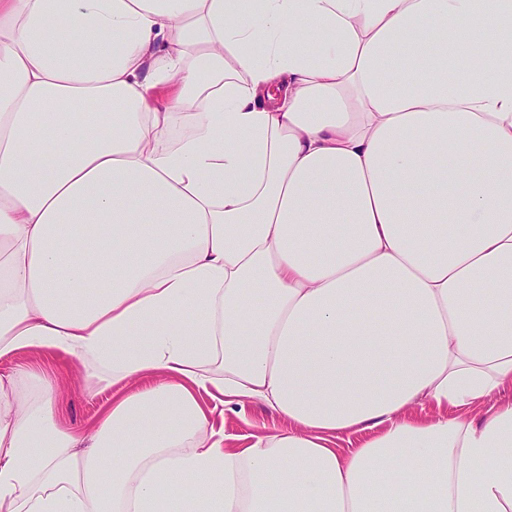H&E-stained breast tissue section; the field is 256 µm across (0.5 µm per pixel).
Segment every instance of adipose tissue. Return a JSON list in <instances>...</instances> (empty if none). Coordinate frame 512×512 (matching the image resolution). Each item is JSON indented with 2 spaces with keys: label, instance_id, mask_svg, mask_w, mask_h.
<instances>
[{
  "label": "adipose tissue",
  "instance_id": "ef3b65f1",
  "mask_svg": "<svg viewBox=\"0 0 512 512\" xmlns=\"http://www.w3.org/2000/svg\"><path fill=\"white\" fill-rule=\"evenodd\" d=\"M484 3L0 0V359L122 389L82 429L0 373V512H512ZM251 401L291 430L225 447Z\"/></svg>",
  "mask_w": 512,
  "mask_h": 512
}]
</instances>
